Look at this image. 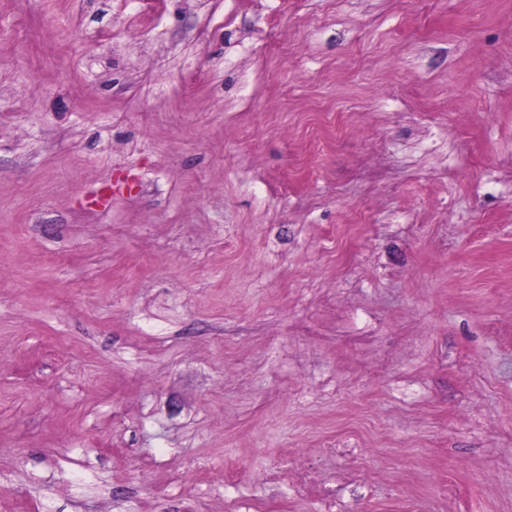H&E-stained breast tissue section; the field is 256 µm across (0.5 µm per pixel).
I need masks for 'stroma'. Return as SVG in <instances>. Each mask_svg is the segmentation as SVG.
<instances>
[{"label": "stroma", "instance_id": "35a3bbf8", "mask_svg": "<svg viewBox=\"0 0 512 512\" xmlns=\"http://www.w3.org/2000/svg\"><path fill=\"white\" fill-rule=\"evenodd\" d=\"M0 512H512V0H0Z\"/></svg>", "mask_w": 512, "mask_h": 512}]
</instances>
